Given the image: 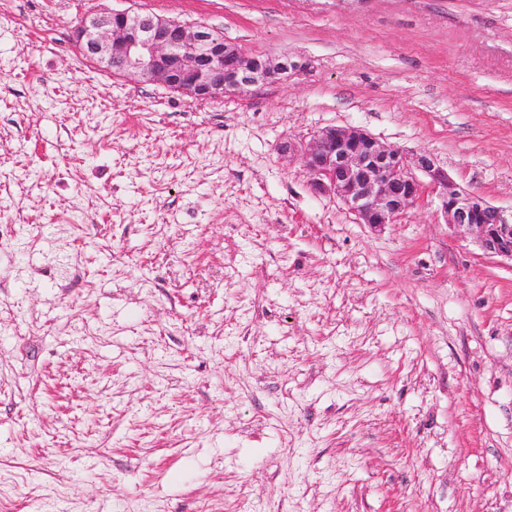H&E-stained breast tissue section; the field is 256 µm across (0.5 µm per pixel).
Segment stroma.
Here are the masks:
<instances>
[{
    "instance_id": "35a3bbf8",
    "label": "stroma",
    "mask_w": 512,
    "mask_h": 512,
    "mask_svg": "<svg viewBox=\"0 0 512 512\" xmlns=\"http://www.w3.org/2000/svg\"><path fill=\"white\" fill-rule=\"evenodd\" d=\"M102 10L298 68L135 83ZM334 124L511 209L512 0H0V512H512V261L312 193Z\"/></svg>"
}]
</instances>
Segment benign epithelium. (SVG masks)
I'll use <instances>...</instances> for the list:
<instances>
[{
    "mask_svg": "<svg viewBox=\"0 0 512 512\" xmlns=\"http://www.w3.org/2000/svg\"><path fill=\"white\" fill-rule=\"evenodd\" d=\"M73 41L109 72L199 101L275 83L300 68L286 56L247 55L204 24L155 12L91 13L74 28ZM279 150L303 161L313 193L336 196L360 224L381 231L432 195L447 224L471 235L485 254L512 261V209L460 188L428 153H407L363 129L336 125L307 140L290 138Z\"/></svg>",
    "mask_w": 512,
    "mask_h": 512,
    "instance_id": "benign-epithelium-1",
    "label": "benign epithelium"
}]
</instances>
